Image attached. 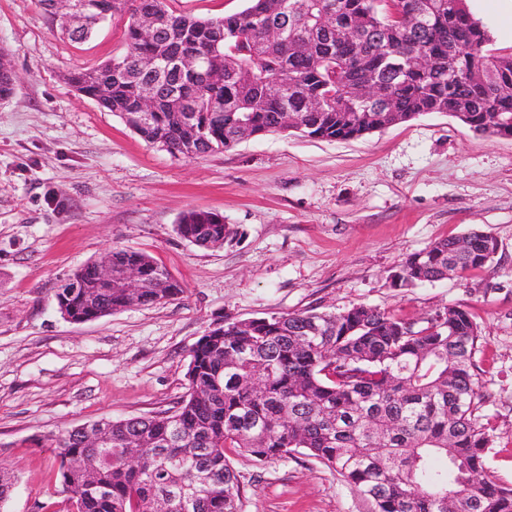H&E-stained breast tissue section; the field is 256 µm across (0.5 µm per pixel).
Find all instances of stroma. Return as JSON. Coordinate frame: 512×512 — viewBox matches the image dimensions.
<instances>
[{
  "mask_svg": "<svg viewBox=\"0 0 512 512\" xmlns=\"http://www.w3.org/2000/svg\"><path fill=\"white\" fill-rule=\"evenodd\" d=\"M467 6L492 52L512 55V0ZM129 19L115 14L75 43L37 0H0V50L17 78L0 101V470L16 480L0 512H65L38 438L177 406L190 351L214 323L359 304L408 321L448 306L470 314L493 436L487 466L512 485V138L438 112L356 140L273 134L177 157L66 80L121 55ZM190 209L223 215L233 237L189 243L176 225ZM473 228L496 239L491 262L393 287L407 255ZM114 247L152 256L183 294L84 324L62 319L57 290ZM230 463L243 512L371 510L304 455Z\"/></svg>",
  "mask_w": 512,
  "mask_h": 512,
  "instance_id": "35a3bbf8",
  "label": "stroma"
}]
</instances>
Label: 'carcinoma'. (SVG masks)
I'll return each mask as SVG.
<instances>
[{"instance_id": "carcinoma-1", "label": "carcinoma", "mask_w": 512, "mask_h": 512, "mask_svg": "<svg viewBox=\"0 0 512 512\" xmlns=\"http://www.w3.org/2000/svg\"><path fill=\"white\" fill-rule=\"evenodd\" d=\"M124 53L68 75L81 94L126 120L148 145L186 159L227 151L241 130L260 138L288 131L286 113L310 139H357L394 125L362 102L373 77L388 90L390 111L407 122L428 112L479 128L498 112L511 120L494 136L512 137V56L486 49L483 27L466 0H247L243 10L213 18L170 10L167 0H135ZM431 24L413 25L414 8ZM151 15L158 32L145 31ZM282 21L288 42L258 27ZM96 28L79 22L67 33L83 42ZM196 53L195 70L165 59ZM426 58V66L418 65ZM158 60L153 71L145 60ZM457 78L448 85V65ZM278 81L286 94L273 97ZM155 110L140 126L134 112L146 86ZM320 103L317 109L309 102ZM181 237L221 246L224 217L189 210ZM494 238L472 230L411 253L394 284L411 288L452 272L481 268L497 252ZM112 268L136 261L155 275L146 306L183 293L151 256L114 247ZM59 288L67 314L94 320L133 306L117 284L99 288L90 264ZM480 328L469 313L447 307L411 323L365 305L225 322L192 349L186 398L153 415L105 419L112 444L94 448L73 431L50 432L56 479L66 512H242V492L229 455L258 464L299 453L333 468L372 512H512V486L486 473L492 442L481 413L485 396L476 354Z\"/></svg>"}]
</instances>
